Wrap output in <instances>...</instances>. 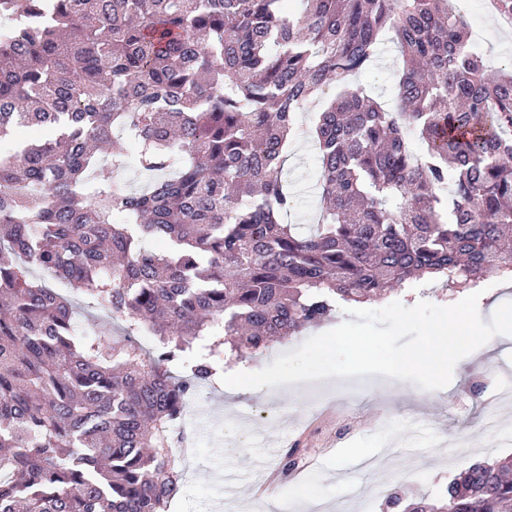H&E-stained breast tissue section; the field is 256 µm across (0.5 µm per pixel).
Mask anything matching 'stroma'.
<instances>
[{
	"mask_svg": "<svg viewBox=\"0 0 512 512\" xmlns=\"http://www.w3.org/2000/svg\"><path fill=\"white\" fill-rule=\"evenodd\" d=\"M462 12L469 20H482L486 30L483 52L501 63L512 62V32H501L491 19L482 18L479 0H462ZM314 154L312 142L304 138L288 152V179L299 195L298 211L290 218L294 224L312 221L317 176ZM500 378L512 379V337L497 335L475 359L465 358L456 365L446 391H433L428 403L430 425L414 445L407 443L406 434L419 410L415 399L421 390L408 381L392 380L390 390L384 391L374 375L354 377L342 385L329 378L319 387L298 382L239 394L234 398L237 407H281L299 416L298 424L289 430L277 421H254L258 434L244 448L229 443L232 418L224 413L223 384L207 382L198 388L194 406L187 408L180 422L188 441L187 447L175 451L183 488L167 512H225L222 503L232 498L261 505V498L251 494L257 479L255 468L268 455L279 457L289 448H313L317 455L306 477L275 485L282 498L317 505L319 512H385L384 496L376 490L347 502L342 499L346 486L374 479L373 474L357 470L356 464L379 449L383 436L377 422L382 418L393 421L399 443V476L388 481V488H401L410 501H441L449 481L474 462L512 455V445L493 447L481 439L454 459L441 457L448 444L479 426Z\"/></svg>",
	"mask_w": 512,
	"mask_h": 512,
	"instance_id": "stroma-1",
	"label": "stroma"
}]
</instances>
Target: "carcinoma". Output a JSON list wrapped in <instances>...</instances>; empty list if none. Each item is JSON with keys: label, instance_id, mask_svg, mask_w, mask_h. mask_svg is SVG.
<instances>
[{"label": "carcinoma", "instance_id": "cac0c4a2", "mask_svg": "<svg viewBox=\"0 0 512 512\" xmlns=\"http://www.w3.org/2000/svg\"><path fill=\"white\" fill-rule=\"evenodd\" d=\"M302 2L0 0V512H167L215 359L432 274L512 276V68L488 77L450 0ZM385 41L396 111L356 82ZM306 135L301 232L284 162ZM131 142L139 187L116 178ZM51 280L122 334L79 329ZM403 512H512V456ZM314 154L313 144L306 138L294 142L288 150V160L285 164L288 180L295 186L299 195L298 211L289 218V222L293 224H312L317 199L314 182L317 177V166Z\"/></svg>", "mask_w": 512, "mask_h": 512}]
</instances>
